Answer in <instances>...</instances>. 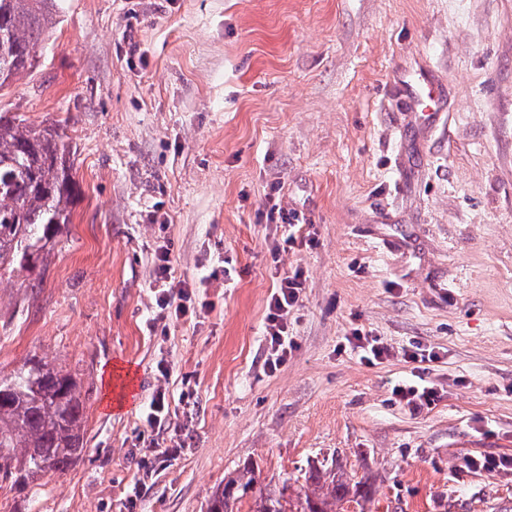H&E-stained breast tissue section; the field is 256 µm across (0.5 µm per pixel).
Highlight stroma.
<instances>
[{"instance_id": "35a3bbf8", "label": "stroma", "mask_w": 512, "mask_h": 512, "mask_svg": "<svg viewBox=\"0 0 512 512\" xmlns=\"http://www.w3.org/2000/svg\"><path fill=\"white\" fill-rule=\"evenodd\" d=\"M61 4L0 110L65 120L81 193L42 279L0 277V372L35 354L75 375L87 447L33 506L0 482V512H206L245 461L255 489L296 492L333 454L374 483L365 512H512V471L465 464L512 456V0ZM423 67L431 121L395 82ZM271 198L299 224L266 222ZM166 241L211 307L163 336ZM297 269L294 346L270 372L268 301ZM356 328L391 357L365 364ZM401 382L439 399L411 413Z\"/></svg>"}]
</instances>
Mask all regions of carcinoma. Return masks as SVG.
<instances>
[{"mask_svg": "<svg viewBox=\"0 0 512 512\" xmlns=\"http://www.w3.org/2000/svg\"><path fill=\"white\" fill-rule=\"evenodd\" d=\"M59 19L58 0H0V89L33 67L39 41ZM65 124L0 113V274L35 272L72 223L79 184ZM84 422L71 373L34 355L0 374V479L26 499L39 476L67 472L85 451ZM254 480V464H243L214 491L207 512H239ZM306 481L313 493H261L250 512H338L352 503L365 512L374 500L373 483L341 471L334 459L312 466Z\"/></svg>", "mask_w": 512, "mask_h": 512, "instance_id": "carcinoma-1", "label": "carcinoma"}]
</instances>
